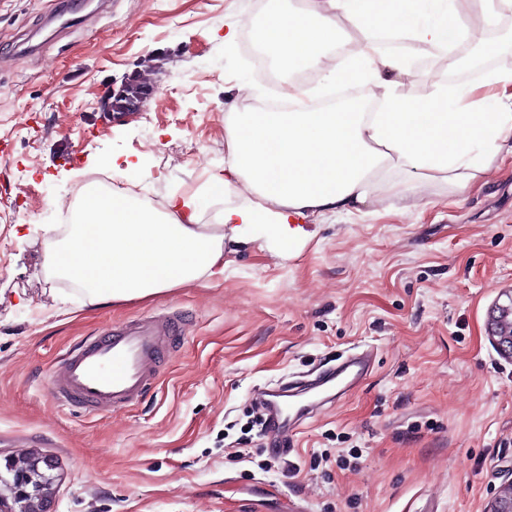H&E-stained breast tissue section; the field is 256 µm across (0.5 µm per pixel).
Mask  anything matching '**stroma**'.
Returning <instances> with one entry per match:
<instances>
[{"instance_id": "35a3bbf8", "label": "stroma", "mask_w": 512, "mask_h": 512, "mask_svg": "<svg viewBox=\"0 0 512 512\" xmlns=\"http://www.w3.org/2000/svg\"><path fill=\"white\" fill-rule=\"evenodd\" d=\"M315 3L0 0V207L24 202L0 222V453L56 459L53 512H235L246 491L266 512H486L512 478V361L487 331L512 290L511 161L462 196L411 183L308 218L285 249L225 241L223 276L147 300L94 307L44 268L88 173L160 212L223 177L226 112L279 90L225 33ZM469 27L494 62L424 46L403 92L489 94L485 73L512 71V10L489 25L473 0ZM170 310L188 326L142 403L102 417L52 403L66 348ZM367 348L366 379L273 455L253 390Z\"/></svg>"}]
</instances>
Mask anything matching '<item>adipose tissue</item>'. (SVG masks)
Listing matches in <instances>:
<instances>
[{
    "mask_svg": "<svg viewBox=\"0 0 512 512\" xmlns=\"http://www.w3.org/2000/svg\"><path fill=\"white\" fill-rule=\"evenodd\" d=\"M470 8L471 0H323L319 12L268 14L256 38L283 71L317 68L325 50L337 51L327 84L369 85L378 111L358 103L308 106L307 91L291 80L284 89L291 111L226 113L223 177L203 191L171 196L161 215L126 194L88 193L69 236L47 248L46 267L79 282L93 305L148 299L223 274V239L200 224L202 204L221 205L231 237L262 225L285 247L299 238L301 219L353 212L402 182L471 189L512 157V73L488 75V83L504 87L501 95L477 99L470 87L442 86L410 96L402 90L409 54L379 53L375 42L394 33L448 49L467 35ZM346 22L367 40L346 48ZM238 184L252 201L224 205Z\"/></svg>",
    "mask_w": 512,
    "mask_h": 512,
    "instance_id": "ef3b65f1",
    "label": "adipose tissue"
}]
</instances>
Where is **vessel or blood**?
Instances as JSON below:
<instances>
[{"label":"vessel or blood","instance_id":"vessel-or-blood-1","mask_svg":"<svg viewBox=\"0 0 512 512\" xmlns=\"http://www.w3.org/2000/svg\"><path fill=\"white\" fill-rule=\"evenodd\" d=\"M185 324L176 314L135 318L80 340L59 359L49 395L59 407L96 413L118 412L140 403L160 374ZM371 355L354 354L300 384L261 389L256 399L268 418V433L286 444L292 425L325 404L339 401L363 377Z\"/></svg>","mask_w":512,"mask_h":512}]
</instances>
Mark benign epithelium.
I'll list each match as a JSON object with an SVG mask.
<instances>
[{
	"label": "benign epithelium",
	"mask_w": 512,
	"mask_h": 512,
	"mask_svg": "<svg viewBox=\"0 0 512 512\" xmlns=\"http://www.w3.org/2000/svg\"><path fill=\"white\" fill-rule=\"evenodd\" d=\"M509 303L497 304L489 317V333L497 338L501 352L512 356V325L503 321L512 312V295ZM9 470L14 473L11 498L0 497V512H52L53 476L50 471L55 463L43 456L30 454L21 458L5 456ZM487 512H512V481L502 487L490 502Z\"/></svg>",
	"instance_id": "benign-epithelium-1"
}]
</instances>
